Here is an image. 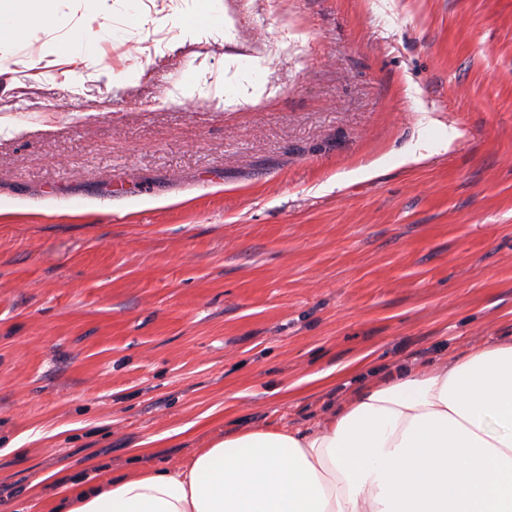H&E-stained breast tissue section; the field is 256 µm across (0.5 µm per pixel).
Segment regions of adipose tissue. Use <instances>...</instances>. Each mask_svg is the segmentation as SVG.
Here are the masks:
<instances>
[{
	"label": "adipose tissue",
	"instance_id": "ef3b65f1",
	"mask_svg": "<svg viewBox=\"0 0 512 512\" xmlns=\"http://www.w3.org/2000/svg\"><path fill=\"white\" fill-rule=\"evenodd\" d=\"M52 6L0 0V46ZM62 495L64 512H512V344L402 366L311 428H243L179 468Z\"/></svg>",
	"mask_w": 512,
	"mask_h": 512
}]
</instances>
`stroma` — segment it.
I'll return each mask as SVG.
<instances>
[{
  "label": "stroma",
  "mask_w": 512,
  "mask_h": 512,
  "mask_svg": "<svg viewBox=\"0 0 512 512\" xmlns=\"http://www.w3.org/2000/svg\"><path fill=\"white\" fill-rule=\"evenodd\" d=\"M202 3L0 47V512L512 343V0ZM110 35L114 36L115 33L113 32L112 34V29L103 25H100L96 31H93L91 28L81 27L67 45V50L83 54L87 59H92L96 44L99 41L105 40ZM331 373L332 372L329 371L326 373L316 375L314 379L320 380L322 382V385L330 384L333 381H336V379H360L363 374L367 375L368 364L366 361H362L361 358H358L357 360L350 362L343 366L341 369H339L335 378H330Z\"/></svg>",
  "instance_id": "stroma-1"
}]
</instances>
